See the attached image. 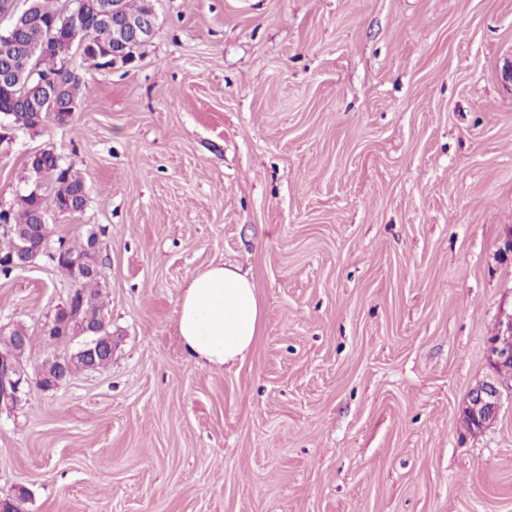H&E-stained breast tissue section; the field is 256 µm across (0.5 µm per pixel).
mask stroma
Listing matches in <instances>:
<instances>
[{
	"label": "stroma",
	"instance_id": "1",
	"mask_svg": "<svg viewBox=\"0 0 512 512\" xmlns=\"http://www.w3.org/2000/svg\"><path fill=\"white\" fill-rule=\"evenodd\" d=\"M126 66L82 59L79 109L0 147L82 177L111 363L0 411L24 512H512V388L469 432L512 311V0H154ZM231 263L264 315L229 369L185 355L177 305ZM72 288L0 276V328L40 335ZM502 330L494 336L488 347V362L494 374L473 388L464 410L466 422L473 432H481L498 417L503 386L495 376L498 368L512 364V314H506Z\"/></svg>",
	"mask_w": 512,
	"mask_h": 512
}]
</instances>
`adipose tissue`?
<instances>
[{"label": "adipose tissue", "instance_id": "ef3b65f1", "mask_svg": "<svg viewBox=\"0 0 512 512\" xmlns=\"http://www.w3.org/2000/svg\"><path fill=\"white\" fill-rule=\"evenodd\" d=\"M263 307L238 268L217 264L193 274L181 294L177 326L185 353L209 368L234 366L253 348Z\"/></svg>", "mask_w": 512, "mask_h": 512}]
</instances>
